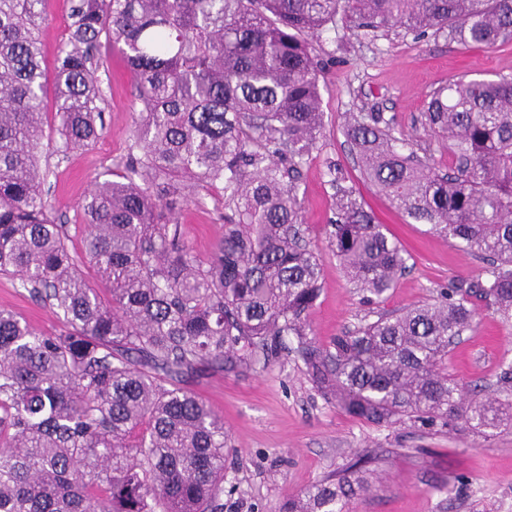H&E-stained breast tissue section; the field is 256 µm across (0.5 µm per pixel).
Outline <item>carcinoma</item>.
Returning a JSON list of instances; mask_svg holds the SVG:
<instances>
[{"mask_svg": "<svg viewBox=\"0 0 512 512\" xmlns=\"http://www.w3.org/2000/svg\"><path fill=\"white\" fill-rule=\"evenodd\" d=\"M46 3L0 0V275L49 303L65 330L37 331L0 310V512H220L224 420L179 379L259 353L268 364L287 338L315 391L354 419L481 437L512 424L511 362L484 398L448 375L474 301L512 323V79L430 95L425 125L455 159L445 173L380 112L353 113L344 127L371 186L483 256L485 279L323 344L308 321L320 256L299 198L300 167L324 126L311 38L339 18L492 47L512 37V0H73L53 75L62 148L99 136L106 51L119 50L143 105L123 179L96 183L82 202L79 260L40 167ZM330 174V250L363 299L380 302L409 255ZM217 185L231 214L202 259L172 214L185 189ZM378 489L358 459L279 512H352Z\"/></svg>", "mask_w": 512, "mask_h": 512, "instance_id": "carcinoma-1", "label": "carcinoma"}]
</instances>
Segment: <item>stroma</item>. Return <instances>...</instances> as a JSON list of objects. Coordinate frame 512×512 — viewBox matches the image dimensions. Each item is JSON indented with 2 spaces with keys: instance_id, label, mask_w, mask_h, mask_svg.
Masks as SVG:
<instances>
[{
  "instance_id": "1",
  "label": "stroma",
  "mask_w": 512,
  "mask_h": 512,
  "mask_svg": "<svg viewBox=\"0 0 512 512\" xmlns=\"http://www.w3.org/2000/svg\"><path fill=\"white\" fill-rule=\"evenodd\" d=\"M71 0H48L41 26L46 62H53L70 34ZM323 62L320 76L324 126L316 150L301 166L302 214L321 260V294L309 315L315 336H332L378 315L434 302L440 291L484 273V264L457 242L429 234L395 208L364 178L343 134L347 115L380 112L394 119L396 134L409 138L419 155L438 168L448 165V143L421 123L432 92L449 81L512 77V41L493 47L462 46L439 33L423 38L402 29L364 35L344 28L313 40ZM103 93V130L90 146L58 151L53 117H46L41 167L54 214L61 219L73 256L83 253L81 203L95 177L123 172L132 131L142 110L134 81L118 53L106 54L98 71ZM389 237L404 249L411 268L383 302L363 303L329 249L336 217L330 168ZM192 203L175 213L186 242L207 257L221 233L224 197L196 186ZM0 309L20 314L32 328L55 333L63 324L18 280L0 276ZM512 362V324L479 303L472 327L448 355V372L468 390H490L502 361ZM183 385L224 418L232 451L224 474V512H278L280 504L310 485L343 470L366 449L383 459L375 469L380 490L355 512H512V427L485 440L409 425L376 427L326 403L293 359L269 367L207 369Z\"/></svg>"
}]
</instances>
